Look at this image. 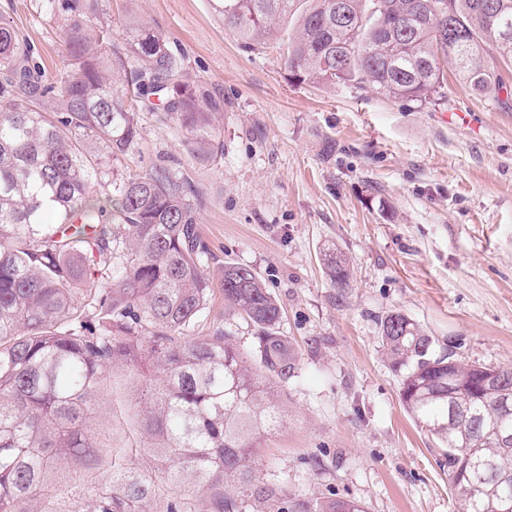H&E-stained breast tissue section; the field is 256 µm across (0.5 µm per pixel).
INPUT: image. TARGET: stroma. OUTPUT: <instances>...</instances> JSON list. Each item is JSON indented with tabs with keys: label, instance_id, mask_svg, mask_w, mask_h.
<instances>
[{
	"label": "stroma",
	"instance_id": "obj_1",
	"mask_svg": "<svg viewBox=\"0 0 512 512\" xmlns=\"http://www.w3.org/2000/svg\"><path fill=\"white\" fill-rule=\"evenodd\" d=\"M98 2L116 47L140 24L164 33L185 80L218 104L210 154L194 152L176 120L143 111V137L120 168L178 159L201 193L211 276L227 262L250 268L281 309L299 373L283 393V427L258 450L260 474L292 500L453 512L442 445L404 408L380 321L403 313L454 359L512 367V98L473 94L451 66L423 103L301 82L282 48L294 21L248 50L210 0ZM37 4L0 0V19L50 78L65 50ZM331 246L350 270L342 288L323 269ZM218 327L252 347V327L225 313L219 292L195 332ZM132 390L115 372L97 402L96 429L116 453L137 428Z\"/></svg>",
	"mask_w": 512,
	"mask_h": 512
}]
</instances>
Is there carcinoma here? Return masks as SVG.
I'll return each mask as SVG.
<instances>
[{
	"label": "carcinoma",
	"mask_w": 512,
	"mask_h": 512,
	"mask_svg": "<svg viewBox=\"0 0 512 512\" xmlns=\"http://www.w3.org/2000/svg\"><path fill=\"white\" fill-rule=\"evenodd\" d=\"M210 2L248 49L295 15L285 66L301 82L423 102L451 59L473 93L507 88L497 61L512 57V0ZM42 8L65 20L68 64L52 81L0 20V512H149L159 477L196 492L234 488L217 512H364L340 497L290 500L260 479L257 448L282 428L281 389L298 371L279 305L251 269L226 263L224 310L253 327V354L226 330L190 335L214 294L199 193L173 159L126 177L112 167L142 138L136 113L146 107L210 151L216 104L183 80V59L159 31L137 27L128 60L114 61L92 0ZM438 13L451 25L443 39ZM126 69L131 89L120 93L114 74ZM325 270L347 283L336 252ZM380 331L403 406L446 449L456 512L512 504V442L500 443L512 436V410L481 385L487 367L436 352L405 314H387ZM117 367L141 386L134 448L153 454L154 474L112 456L93 426ZM100 453L110 469L95 489L49 483L54 469Z\"/></svg>",
	"instance_id": "carcinoma-1"
}]
</instances>
